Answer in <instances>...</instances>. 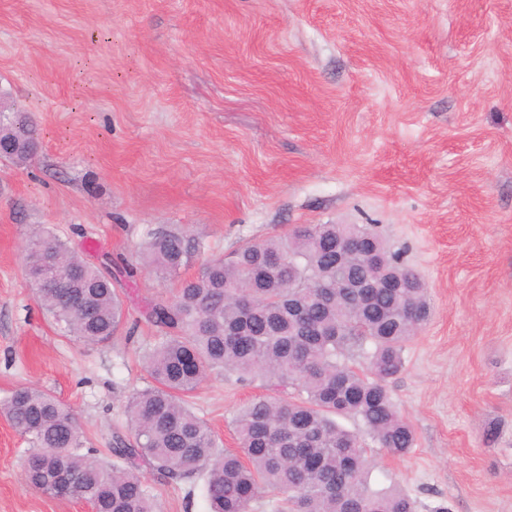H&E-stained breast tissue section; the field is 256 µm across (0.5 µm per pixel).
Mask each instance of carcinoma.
Returning <instances> with one entry per match:
<instances>
[{"instance_id":"1","label":"carcinoma","mask_w":512,"mask_h":512,"mask_svg":"<svg viewBox=\"0 0 512 512\" xmlns=\"http://www.w3.org/2000/svg\"><path fill=\"white\" fill-rule=\"evenodd\" d=\"M0 128L17 142L35 140L27 111L1 112ZM339 235L372 247L378 269L353 252L336 265ZM201 249L183 231L150 229L142 260L170 276ZM25 267L41 307L69 335L102 345L119 332L125 311L108 268L81 259L44 228L28 240ZM338 270L349 280L400 272L404 287L357 294L337 287ZM75 295L83 297L80 313L71 306ZM429 317L421 278L369 228L300 224L243 245L227 261L208 260L173 298L150 305L145 319L156 336L143 358L153 384L126 405L132 440L111 448L124 467L84 449L73 410L42 389L17 388L0 401V414L33 444L26 483L53 496L50 480L61 470L71 480L70 498L98 512H157L138 473L143 465L168 482L203 477L211 512H251L264 493L280 496L277 512H416L407 494L371 488L366 440L395 457L413 448L414 431L387 381L403 370L405 345ZM356 351L359 365L352 363ZM215 370L294 390L239 409L232 419L237 453L224 451L187 404ZM346 416L362 422L368 439L337 422Z\"/></svg>"}]
</instances>
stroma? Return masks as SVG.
Masks as SVG:
<instances>
[{
	"mask_svg": "<svg viewBox=\"0 0 512 512\" xmlns=\"http://www.w3.org/2000/svg\"><path fill=\"white\" fill-rule=\"evenodd\" d=\"M0 107L31 112L41 145L0 160V401L50 391L108 455L151 382L149 302L296 225L368 224L432 305L388 381L415 445L373 448L371 486L512 512V0H0ZM39 224L87 262L139 264L114 282L135 330H60L25 272ZM158 227L204 245L167 280L140 264ZM269 393L214 373L192 402L233 449L232 415ZM29 447L0 415V512H86L25 483ZM139 473L160 512H210L203 478Z\"/></svg>",
	"mask_w": 512,
	"mask_h": 512,
	"instance_id": "obj_1",
	"label": "stroma"
}]
</instances>
